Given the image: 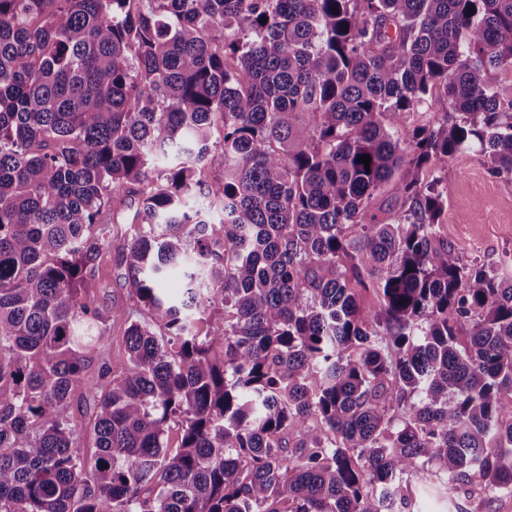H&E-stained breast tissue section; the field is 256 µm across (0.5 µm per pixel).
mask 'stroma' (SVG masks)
<instances>
[{
  "instance_id": "1",
  "label": "stroma",
  "mask_w": 512,
  "mask_h": 512,
  "mask_svg": "<svg viewBox=\"0 0 512 512\" xmlns=\"http://www.w3.org/2000/svg\"><path fill=\"white\" fill-rule=\"evenodd\" d=\"M431 175L448 184V204L437 236L468 265L512 278V179L493 175L484 157L458 154ZM413 512H466L439 478L413 481Z\"/></svg>"
}]
</instances>
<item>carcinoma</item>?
Segmentation results:
<instances>
[{"mask_svg": "<svg viewBox=\"0 0 512 512\" xmlns=\"http://www.w3.org/2000/svg\"><path fill=\"white\" fill-rule=\"evenodd\" d=\"M467 150L512 178V0H0V512L512 495V282L436 239L419 179ZM446 107L443 95L438 92L428 106L401 115L399 125L411 130L432 126L442 119ZM366 208L369 214L376 216L377 221L389 223L407 206L404 203V198L396 191L394 184L387 182L368 200ZM117 265V253L112 249V258L101 268L99 278L102 288H95L94 299L100 308H110L113 298H122L127 294V289L121 281L115 279Z\"/></svg>", "mask_w": 512, "mask_h": 512, "instance_id": "cac0c4a2", "label": "carcinoma"}]
</instances>
